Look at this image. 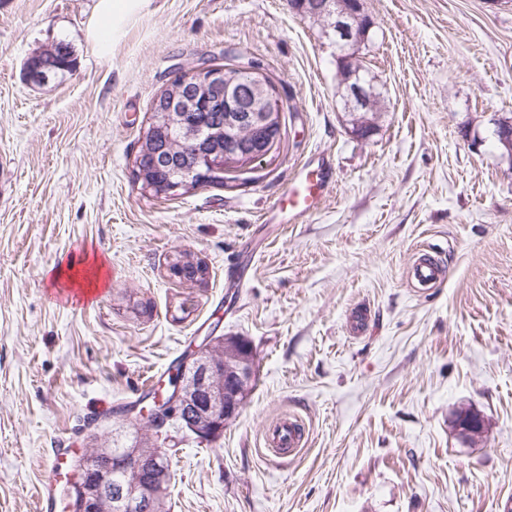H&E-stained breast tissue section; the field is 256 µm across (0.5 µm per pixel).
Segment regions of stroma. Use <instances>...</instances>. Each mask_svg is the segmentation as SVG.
Here are the masks:
<instances>
[{"mask_svg": "<svg viewBox=\"0 0 512 512\" xmlns=\"http://www.w3.org/2000/svg\"><path fill=\"white\" fill-rule=\"evenodd\" d=\"M94 4L0 0V512H37L52 449L84 448L87 417L123 430L105 413L214 330L250 340L256 378L214 441L162 440L170 512H512V157L495 135L512 0H365L360 55L389 100L365 140L346 130L335 43L290 0H149L107 58L85 40ZM58 42L74 71L29 84ZM251 60L282 105L275 150L224 185L143 194L154 98L181 69ZM317 158L322 208L265 223ZM433 244L447 277L421 293L407 270ZM178 251L208 279L173 276ZM94 255L104 284L73 302L53 274ZM461 408L484 417L476 441ZM285 417L308 443L281 459L266 437Z\"/></svg>", "mask_w": 512, "mask_h": 512, "instance_id": "stroma-1", "label": "stroma"}]
</instances>
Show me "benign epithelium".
Listing matches in <instances>:
<instances>
[{
	"mask_svg": "<svg viewBox=\"0 0 512 512\" xmlns=\"http://www.w3.org/2000/svg\"><path fill=\"white\" fill-rule=\"evenodd\" d=\"M374 21L365 12L363 0H336V10L324 26V34L335 40L341 50V57L347 68L340 74V87L343 90L344 109L347 112L366 111L371 107L373 87L357 80L355 76L360 66L359 51L365 44ZM177 82L186 89L180 109L189 112L197 103L202 89H207L224 101V107L231 112L245 108L248 111L244 120L261 128L270 123L268 113L275 111L279 104L275 95L268 91L266 112H260V104L249 102L244 86L233 79H224L221 71H211L209 67H191L179 73ZM180 114L166 107V100L159 99L151 120L148 143L143 150L153 145L155 131L177 121ZM184 176L167 182L166 193L177 195L190 186V181L207 180L202 170V159L196 157L183 166ZM212 342H205L195 350L181 368L176 381V392L167 410V421L180 419L181 409L190 406L196 413L193 430L197 439L209 442L220 435L224 426L236 418L246 400V393L253 378V357L251 342L243 336L224 337V360L211 353ZM224 372V410L214 404L213 379ZM112 456V449L101 447L97 459L103 461ZM95 459V460H97ZM91 458L74 461L75 479L70 482L67 512H98L102 502L110 499L120 512H156L157 496L169 473V453L166 448H127L115 460L116 466L110 470L96 466ZM147 474V480L132 484L120 480L121 475Z\"/></svg>",
	"mask_w": 512,
	"mask_h": 512,
	"instance_id": "1",
	"label": "benign epithelium"
}]
</instances>
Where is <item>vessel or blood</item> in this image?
Masks as SVG:
<instances>
[{
    "mask_svg": "<svg viewBox=\"0 0 512 512\" xmlns=\"http://www.w3.org/2000/svg\"><path fill=\"white\" fill-rule=\"evenodd\" d=\"M331 185L329 169L302 167L289 182L272 209L268 221L272 224H297L316 213L323 204ZM447 270L437 258L422 254L408 270L414 287L429 291L446 279ZM304 440V430L297 421L285 418L272 429L269 444L280 456L294 455ZM67 449H55L48 462V479L38 494L39 512H61L57 490L64 475Z\"/></svg>",
    "mask_w": 512,
    "mask_h": 512,
    "instance_id": "b4317fda",
    "label": "vessel or blood"
}]
</instances>
